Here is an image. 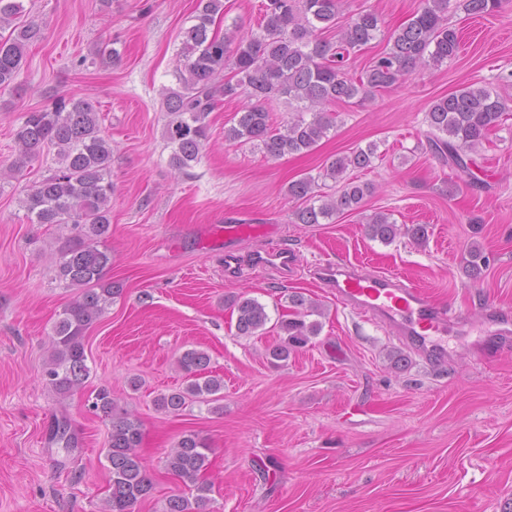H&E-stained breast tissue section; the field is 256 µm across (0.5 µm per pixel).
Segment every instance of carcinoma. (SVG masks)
<instances>
[{"instance_id": "1", "label": "carcinoma", "mask_w": 512, "mask_h": 512, "mask_svg": "<svg viewBox=\"0 0 512 512\" xmlns=\"http://www.w3.org/2000/svg\"><path fill=\"white\" fill-rule=\"evenodd\" d=\"M341 0H262L260 32L248 36L238 31L214 29L224 15V0H199L195 23L183 31L178 88L164 93L166 138L173 145L170 165L184 170L200 160L208 139L206 117L221 98L241 93L256 101L240 111L236 124L224 130V140L251 143L266 156L278 159L287 154L313 150L334 127L328 108L354 98L364 101L378 91L405 80L418 68L437 66L457 56L460 39L448 23L450 0H424L423 6L388 37L386 46L370 62L364 76L354 80L344 71L345 56L360 51L377 37L380 20L373 11L362 10L343 25H337ZM470 15H486L498 0H463ZM25 15L22 0H0V90L14 88L30 44L42 38L41 27ZM339 29L331 43L322 34ZM285 99L291 108L281 127L270 123L263 104ZM512 108L507 100L484 85H467L435 99L426 112L430 127L429 149L446 165L467 176L476 165L489 132L499 127ZM18 157L8 170L13 178L34 157L53 152L55 169L28 187L22 200L32 224H70L74 234L57 250V274L66 287L77 290L63 309L49 335L46 376L62 396L80 390L89 377L85 334L99 320L122 289L106 278L112 266L107 246L112 214V143L103 134L101 116L84 98L60 95L52 107L25 113L15 134ZM377 145L358 147L329 163L318 177L304 176L288 184V199L301 203L293 216L297 224H319L346 212L357 211L372 187L345 177L347 171L372 166ZM336 185L331 195H317L318 180ZM365 231L372 240L393 243L403 235L416 242L427 237V226H401L390 214L376 212L367 218ZM466 272L480 278L489 264L479 246L468 251ZM291 318L279 328L286 339L269 351L271 360L286 362L291 351L306 346L319 334L321 324L307 317L318 306L301 293L288 296ZM239 336H253L270 321L266 307L257 299L240 295L232 302ZM178 367L191 381L183 388L160 393L156 409L177 414L193 403L218 405L223 379L206 374L209 355L187 349L177 358ZM92 408L110 420L107 437L109 495L105 512H134V506L154 489L152 476L139 454L140 422L118 408L112 391L102 386L94 395ZM212 452L206 438L183 432L174 442L166 467L174 476L194 486L192 498L175 496L166 512H209L210 486L201 475L210 464Z\"/></svg>"}]
</instances>
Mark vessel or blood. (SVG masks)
Listing matches in <instances>:
<instances>
[{"label":"vessel or blood","instance_id":"vessel-or-blood-1","mask_svg":"<svg viewBox=\"0 0 512 512\" xmlns=\"http://www.w3.org/2000/svg\"><path fill=\"white\" fill-rule=\"evenodd\" d=\"M274 225L228 224L224 227V261L232 264L238 256L234 243L240 239H260L265 246L254 257L261 268L286 266L293 258L273 244ZM316 271L326 287L332 289L345 308L390 328L415 355L432 365L447 362L448 336L465 325L464 319L446 306L431 300L425 292L406 279L360 268L322 263ZM488 326L485 338L470 347L474 355L482 356L495 345L512 339V311L490 307L485 313Z\"/></svg>","mask_w":512,"mask_h":512}]
</instances>
